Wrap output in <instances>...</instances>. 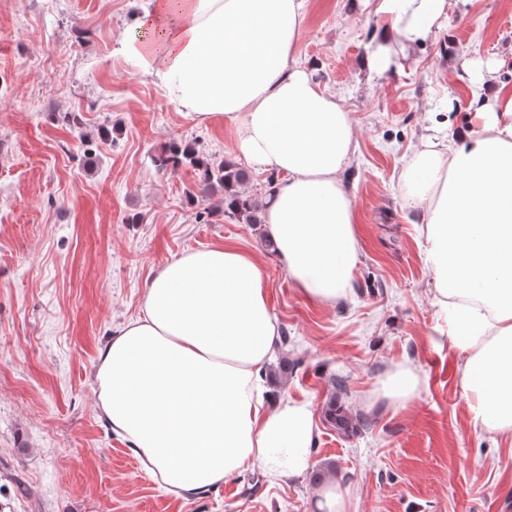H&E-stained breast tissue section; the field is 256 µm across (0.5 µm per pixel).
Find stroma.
<instances>
[{
	"mask_svg": "<svg viewBox=\"0 0 512 512\" xmlns=\"http://www.w3.org/2000/svg\"><path fill=\"white\" fill-rule=\"evenodd\" d=\"M149 0H0V512H315L324 479L346 512H512V445L474 432L462 352L449 348L426 263L424 210L401 181L415 146L453 141L475 100L512 89V0H453L443 28L382 74L364 65L370 0H305L297 58L349 112L342 179L358 216L352 298L303 295L265 228L224 212L199 171L153 163L173 142L246 169L262 200L287 177L248 163L228 125H200L117 51ZM75 113L78 124L65 122ZM232 245L259 259L280 330L272 394L309 400L312 467L271 484L257 466L203 494L164 493L100 416L95 372L111 332L143 313L167 261ZM395 366L408 405L366 402ZM345 403L355 433L324 417Z\"/></svg>",
	"mask_w": 512,
	"mask_h": 512,
	"instance_id": "stroma-1",
	"label": "stroma"
}]
</instances>
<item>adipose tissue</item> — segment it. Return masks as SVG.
Returning a JSON list of instances; mask_svg holds the SVG:
<instances>
[{"mask_svg":"<svg viewBox=\"0 0 512 512\" xmlns=\"http://www.w3.org/2000/svg\"><path fill=\"white\" fill-rule=\"evenodd\" d=\"M305 0H150L119 51L200 124L225 121L238 148L287 175L263 201L267 234L299 290L349 295L357 213L340 178L354 148L348 112L295 59ZM449 0H375L384 25L367 59L383 72L448 17ZM448 147L422 142L404 170L425 208L426 260L474 431L512 441V91L477 103ZM279 345L261 264L225 246L164 264L144 313L98 352L101 417L165 493H203L256 465L271 482L303 475L316 425L309 401L270 402Z\"/></svg>","mask_w":512,"mask_h":512,"instance_id":"1","label":"adipose tissue"}]
</instances>
